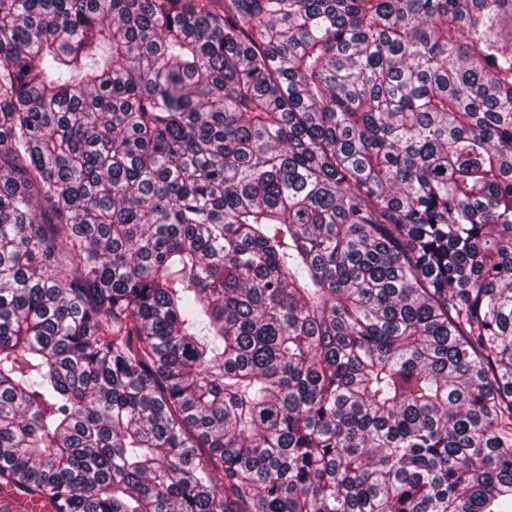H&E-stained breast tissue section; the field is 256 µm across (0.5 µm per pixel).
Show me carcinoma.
<instances>
[{"mask_svg":"<svg viewBox=\"0 0 512 512\" xmlns=\"http://www.w3.org/2000/svg\"><path fill=\"white\" fill-rule=\"evenodd\" d=\"M0 512H512V0H0Z\"/></svg>","mask_w":512,"mask_h":512,"instance_id":"carcinoma-1","label":"carcinoma"}]
</instances>
